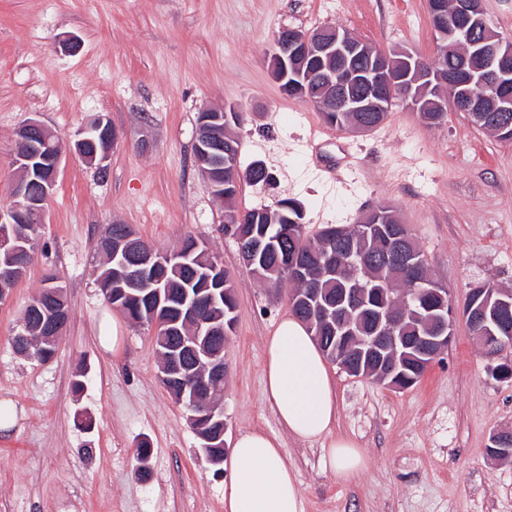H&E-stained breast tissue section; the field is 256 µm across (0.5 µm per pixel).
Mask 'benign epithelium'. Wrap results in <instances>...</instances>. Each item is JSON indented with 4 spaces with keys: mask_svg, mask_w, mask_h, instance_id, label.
<instances>
[{
    "mask_svg": "<svg viewBox=\"0 0 512 512\" xmlns=\"http://www.w3.org/2000/svg\"><path fill=\"white\" fill-rule=\"evenodd\" d=\"M429 12L437 21L435 31L439 34L441 42L447 43L450 37L463 41L472 48L471 56L480 60L481 65L463 69V81L455 85L452 104L459 112H481L483 120L496 122L497 113L512 111V97L503 93V90L512 84V42L496 35L486 34L476 38L481 29H486L483 0H454L455 12L464 20V26L453 32H447L443 24L445 15L441 0L428 2ZM368 54L366 44L345 31L338 28L324 27L316 32L304 34L285 29L274 38V48L270 55V69L273 78L280 84L295 91L297 94L307 95L308 88L302 81L308 56L322 63L317 71V81L322 111L324 112H385L386 101L393 96L394 85H399L401 94L410 96L415 85L423 82L425 87L437 86L439 88L450 84L448 76L434 71L423 60L405 52L400 59V69H395L391 58L382 55L376 59L374 65L366 72H359L348 66V63ZM488 86L492 92L485 98L478 99L465 89V86ZM54 135V131L37 119H30L17 128L15 138V164L19 166L20 177L12 187V205L7 210H0V252L12 256L16 266L22 267L26 263L29 250L19 247V243L26 238L24 225L30 222L44 223L45 207L51 197L55 184L43 187L37 200H31L30 190L27 186V173L31 156L32 140L38 135ZM196 147L202 152L229 153L232 145H224V136L215 131L211 119L204 118L198 121ZM106 250L111 257H120L122 267L129 271L134 268L149 266L156 262L153 251L144 249L132 241V237L112 236L107 234L104 238ZM393 258L406 266L415 264L414 253L405 249L401 236H392ZM305 301L310 320L327 323L339 317V313L331 306L324 304L311 293L302 297ZM489 298L482 300L481 306L475 310L457 313L452 307L434 317L438 322V329L431 336L417 335L411 339L405 336H375L372 343L377 348L378 367L376 371L366 370L361 378H377L386 380L393 373L397 365L392 357L397 348L413 346L421 349L425 357L436 359L447 347L457 318L467 320L473 324L480 322L483 325L484 338L481 344L486 351H491L487 342L494 340L503 347L512 344V330L495 320L487 319L482 313L487 311ZM182 315L185 323L193 325L197 332L207 336L212 335V326L198 312L193 303L183 304ZM194 353L196 363L204 364L210 369L214 379H224V358L222 351L208 347L197 348L187 345ZM161 380L178 377L184 382L182 394L190 400V406L207 412L212 417L218 409L214 399L207 393L210 384L206 380H196L191 368L182 363L179 357L174 356L161 367Z\"/></svg>",
    "mask_w": 512,
    "mask_h": 512,
    "instance_id": "benign-epithelium-1",
    "label": "benign epithelium"
}]
</instances>
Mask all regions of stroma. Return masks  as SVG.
Instances as JSON below:
<instances>
[{
    "mask_svg": "<svg viewBox=\"0 0 512 512\" xmlns=\"http://www.w3.org/2000/svg\"><path fill=\"white\" fill-rule=\"evenodd\" d=\"M323 25L386 54L438 57L427 0H0V207L11 203L23 122L38 118L65 149L34 261L0 303V408L12 423L0 430V512H224L230 469L207 461L187 408L161 384L151 330L98 288V241L114 222L162 252L190 235L220 256L237 302L224 346L225 443L253 428L281 434L263 351L291 312L292 286L268 287L243 267L196 159L203 110L239 109L241 166L260 161L274 176L242 184L240 208L293 198L312 238L389 206L455 308L485 283L512 290V141L467 114L451 109L433 124L397 99L369 132L331 129L322 152L341 160L336 183L314 172L307 141L324 117L281 93L269 57L279 29ZM72 36L80 48L68 53ZM101 114L120 133L102 171L68 151ZM51 269L70 318L54 358L40 362L16 354L11 338ZM115 333L119 347L106 350ZM488 363L460 320L410 388L331 365L335 432L357 442L367 465L341 479L320 443L281 435L303 512H512V459L487 453L491 434L512 430V381L493 379ZM142 441L151 455L140 480Z\"/></svg>",
    "mask_w": 512,
    "mask_h": 512,
    "instance_id": "stroma-1",
    "label": "stroma"
}]
</instances>
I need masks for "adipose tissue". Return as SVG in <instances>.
Masks as SVG:
<instances>
[{
  "mask_svg": "<svg viewBox=\"0 0 512 512\" xmlns=\"http://www.w3.org/2000/svg\"><path fill=\"white\" fill-rule=\"evenodd\" d=\"M263 382L274 414L289 436L327 442V464L344 479L365 468L357 443L333 434L336 387L325 356L298 318H283L267 338ZM231 466L232 476L224 485V512H301L298 477L278 438L261 429L241 434L231 451Z\"/></svg>",
  "mask_w": 512,
  "mask_h": 512,
  "instance_id": "ef3b65f1",
  "label": "adipose tissue"
}]
</instances>
